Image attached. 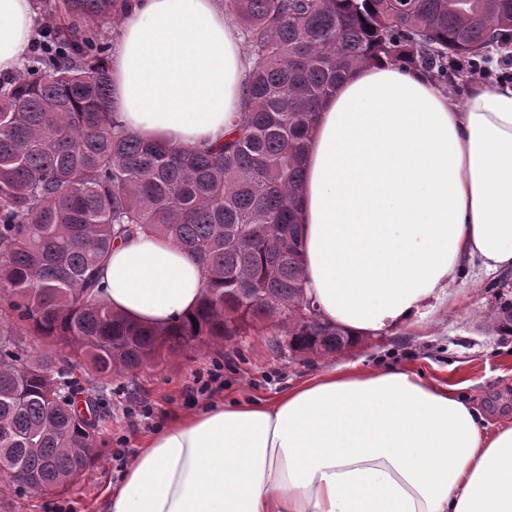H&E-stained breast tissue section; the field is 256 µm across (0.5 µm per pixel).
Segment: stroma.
Returning a JSON list of instances; mask_svg holds the SVG:
<instances>
[{
  "instance_id": "1",
  "label": "stroma",
  "mask_w": 512,
  "mask_h": 512,
  "mask_svg": "<svg viewBox=\"0 0 512 512\" xmlns=\"http://www.w3.org/2000/svg\"><path fill=\"white\" fill-rule=\"evenodd\" d=\"M456 289L467 297L459 309L432 302L422 329L402 330L374 344L362 342L348 353L371 356L376 365L411 364L427 377L462 384L465 399L494 425L512 418V336L488 333L485 323L500 297L512 298V272L489 274L475 262L463 272ZM336 359L333 353L292 352L287 337L265 325L224 342L203 340L151 360L132 373L113 376L111 412L97 428L101 455L96 463L66 487L36 494L18 490L1 473L0 512H50L57 501L65 512H99L108 483L119 477L113 448L136 452L146 437L172 417L205 403L208 396L192 389L198 373L218 370L221 383L214 386L213 395L228 400L243 395L271 399ZM143 401L152 410L145 422L134 417Z\"/></svg>"
}]
</instances>
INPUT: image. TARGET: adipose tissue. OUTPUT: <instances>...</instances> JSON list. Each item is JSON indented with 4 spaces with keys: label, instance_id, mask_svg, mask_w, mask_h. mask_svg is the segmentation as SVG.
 I'll return each mask as SVG.
<instances>
[{
    "label": "adipose tissue",
    "instance_id": "adipose-tissue-1",
    "mask_svg": "<svg viewBox=\"0 0 512 512\" xmlns=\"http://www.w3.org/2000/svg\"><path fill=\"white\" fill-rule=\"evenodd\" d=\"M30 0H0V74L20 69ZM128 130L223 143L247 68L216 0H131L111 64ZM306 294L357 340L462 299L465 267L512 270V83L457 100L417 70L361 65L322 105L300 201ZM103 298L159 330L199 307L201 265L171 241L116 244ZM461 386L345 358L274 399L215 398L150 435L104 512H512V421L488 428Z\"/></svg>",
    "mask_w": 512,
    "mask_h": 512
}]
</instances>
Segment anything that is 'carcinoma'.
Returning a JSON list of instances; mask_svg holds the SVG:
<instances>
[{"label":"carcinoma","instance_id":"cac0c4a2","mask_svg":"<svg viewBox=\"0 0 512 512\" xmlns=\"http://www.w3.org/2000/svg\"><path fill=\"white\" fill-rule=\"evenodd\" d=\"M130 0H54L49 52L0 80V472L31 491L63 488L98 458L115 373L268 323L298 352H337L348 333L304 318L302 225L309 138L351 69L421 67L512 39V0H229L250 45L241 116L224 143L181 150L110 116L111 78L94 25ZM166 238L202 265L193 315L133 325L99 297L115 244ZM486 330L512 335V299ZM49 340L32 348L29 336ZM88 375L90 415L75 406Z\"/></svg>","mask_w":512,"mask_h":512}]
</instances>
